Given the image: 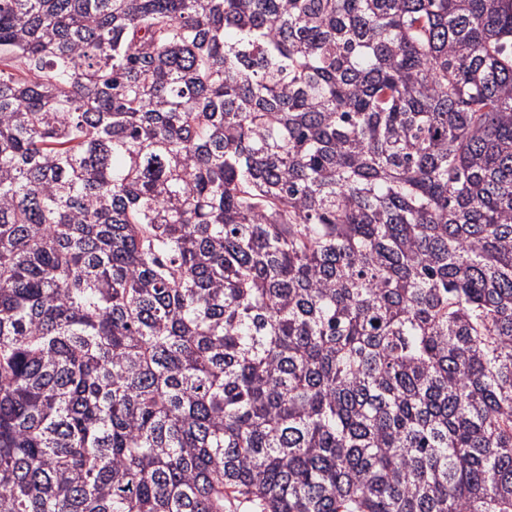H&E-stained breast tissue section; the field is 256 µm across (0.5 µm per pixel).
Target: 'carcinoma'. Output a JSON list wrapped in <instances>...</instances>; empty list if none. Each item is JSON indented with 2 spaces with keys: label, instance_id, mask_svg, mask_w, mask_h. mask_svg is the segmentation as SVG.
Returning a JSON list of instances; mask_svg holds the SVG:
<instances>
[{
  "label": "carcinoma",
  "instance_id": "cac0c4a2",
  "mask_svg": "<svg viewBox=\"0 0 512 512\" xmlns=\"http://www.w3.org/2000/svg\"><path fill=\"white\" fill-rule=\"evenodd\" d=\"M512 512V0H0V512Z\"/></svg>",
  "mask_w": 512,
  "mask_h": 512
}]
</instances>
